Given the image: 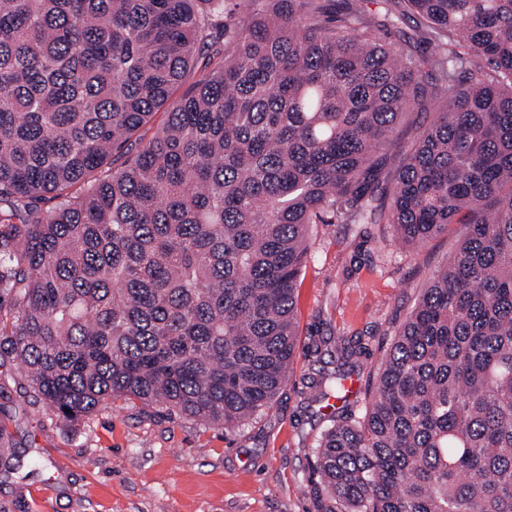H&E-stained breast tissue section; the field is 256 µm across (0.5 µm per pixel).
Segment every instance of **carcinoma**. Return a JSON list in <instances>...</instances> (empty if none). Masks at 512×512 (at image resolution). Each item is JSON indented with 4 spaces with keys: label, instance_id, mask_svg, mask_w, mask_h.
<instances>
[{
    "label": "carcinoma",
    "instance_id": "obj_1",
    "mask_svg": "<svg viewBox=\"0 0 512 512\" xmlns=\"http://www.w3.org/2000/svg\"><path fill=\"white\" fill-rule=\"evenodd\" d=\"M363 3L0 0V342L64 421L234 430L288 382L310 225L464 224L312 452L324 512H512V0Z\"/></svg>",
    "mask_w": 512,
    "mask_h": 512
}]
</instances>
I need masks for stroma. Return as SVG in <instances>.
<instances>
[{"instance_id":"stroma-1","label":"stroma","mask_w":512,"mask_h":512,"mask_svg":"<svg viewBox=\"0 0 512 512\" xmlns=\"http://www.w3.org/2000/svg\"><path fill=\"white\" fill-rule=\"evenodd\" d=\"M464 233L454 224L406 247L386 224L311 225L293 373L270 409L233 432L124 399L60 421L0 354V512H320L310 449L340 405L314 385L324 340L363 337V363L376 365Z\"/></svg>"}]
</instances>
